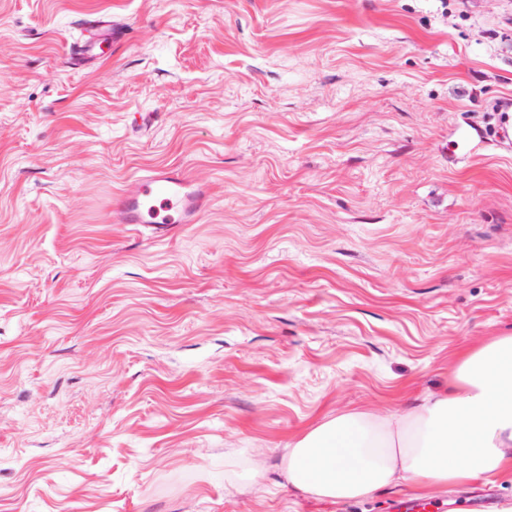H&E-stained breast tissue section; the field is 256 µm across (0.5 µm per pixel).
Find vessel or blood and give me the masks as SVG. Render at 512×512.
Instances as JSON below:
<instances>
[{
	"mask_svg": "<svg viewBox=\"0 0 512 512\" xmlns=\"http://www.w3.org/2000/svg\"><path fill=\"white\" fill-rule=\"evenodd\" d=\"M81 28L84 39L68 53V63L75 69L97 60L116 36L112 18L106 14L88 15ZM211 200L207 186L194 182L182 168L171 166L148 169L133 177L113 197L111 210L117 223L136 229L151 227L153 240L163 241L182 225L197 223Z\"/></svg>",
	"mask_w": 512,
	"mask_h": 512,
	"instance_id": "vessel-or-blood-1",
	"label": "vessel or blood"
}]
</instances>
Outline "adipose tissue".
<instances>
[{"instance_id": "1", "label": "adipose tissue", "mask_w": 512, "mask_h": 512, "mask_svg": "<svg viewBox=\"0 0 512 512\" xmlns=\"http://www.w3.org/2000/svg\"><path fill=\"white\" fill-rule=\"evenodd\" d=\"M288 484L341 503L402 483L430 491L512 471V335L466 352L447 392L390 413L350 411L283 458Z\"/></svg>"}]
</instances>
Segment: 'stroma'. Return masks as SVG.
I'll list each match as a JSON object with an SVG mask.
<instances>
[{"label":"stroma","mask_w":512,"mask_h":512,"mask_svg":"<svg viewBox=\"0 0 512 512\" xmlns=\"http://www.w3.org/2000/svg\"><path fill=\"white\" fill-rule=\"evenodd\" d=\"M509 98L512 0H0V512H392L407 485L323 502L283 457L512 335ZM167 166L198 223H113ZM488 487L512 512V473L433 498ZM85 38L70 46L68 64L74 69H82L101 55L104 47L112 46L116 32L112 26V17L107 14H91L80 24ZM210 189L192 180L179 167L145 170L133 177L112 199L111 210L118 224H129L139 231L150 227L154 241L166 240L182 224H195L211 203ZM170 212L161 221L149 219L148 206Z\"/></svg>","instance_id":"obj_1"}]
</instances>
